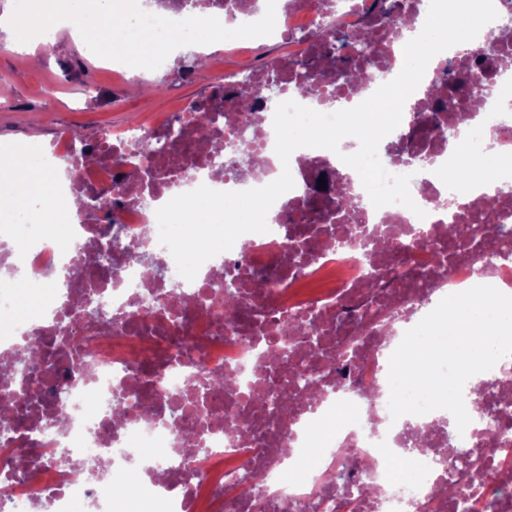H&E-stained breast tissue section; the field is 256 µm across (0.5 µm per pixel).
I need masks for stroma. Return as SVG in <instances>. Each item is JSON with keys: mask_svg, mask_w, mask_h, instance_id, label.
I'll return each mask as SVG.
<instances>
[{"mask_svg": "<svg viewBox=\"0 0 512 512\" xmlns=\"http://www.w3.org/2000/svg\"><path fill=\"white\" fill-rule=\"evenodd\" d=\"M51 54L38 57L36 67L22 69L23 55L0 51V144L18 145L37 140L49 145L61 140L82 141L103 127H121L139 113L156 116L176 112L201 96L212 76L225 68L248 66L231 45L206 59L203 67L183 80L165 69H137L144 85L179 81L180 93L127 94L119 78L105 71L103 60L86 55L68 33L55 38Z\"/></svg>", "mask_w": 512, "mask_h": 512, "instance_id": "35a3bbf8", "label": "stroma"}]
</instances>
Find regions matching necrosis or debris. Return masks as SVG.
Instances as JSON below:
<instances>
[{"label":"necrosis or debris","mask_w":512,"mask_h":512,"mask_svg":"<svg viewBox=\"0 0 512 512\" xmlns=\"http://www.w3.org/2000/svg\"><path fill=\"white\" fill-rule=\"evenodd\" d=\"M494 6L495 31L481 29L468 49L437 61L463 80L488 62L482 107L469 111L464 91L457 100L465 116L439 109L440 83L430 79L401 126L406 152L423 166L393 153L394 136L378 146L388 172L411 175L422 219L398 203L374 207L357 186L353 215L323 211L337 182L350 177L340 156L358 149L355 138L336 153L297 149L286 163L275 152L266 70L280 76V100L315 110L355 107L401 71L391 21L373 0H277L271 38L244 46L265 64L213 77L219 111L164 112L102 129L80 148H55L68 163L60 193L73 203L64 243L38 225L0 224L26 275L63 270L72 284L68 298H48L36 314L21 313L17 290H0V512H113L119 501L104 489L111 476L133 481L126 503L134 512H257L232 486L254 468L268 512H512L511 400L500 406L504 429L495 438L476 421L448 430L445 410L395 420L388 408L389 359L407 330L447 295L477 285L512 293L511 255L479 235H448L452 224L512 230V0ZM264 12L252 0H169L163 10L172 20L247 23ZM328 25L377 37V52L356 64L358 83L335 79L336 60L319 36ZM270 40L283 50L268 57ZM211 142L251 150L262 163L230 172V157L209 152ZM479 150L494 160L486 182L463 171L466 154ZM286 168L295 186L278 198L268 232L242 235L244 253L218 254L194 280L147 274L126 252L142 241L168 264L158 208L202 185L260 188ZM98 194L106 204L96 209ZM96 220L111 223L120 240L108 265L96 257ZM233 275L241 290L229 320L216 289ZM91 298L114 315L111 328L92 329ZM295 320L323 335L321 346L289 330ZM36 340L44 355L31 364L27 347ZM276 346L282 355L269 360L266 350ZM27 363L43 386L22 384L18 369ZM118 389L127 397L120 413ZM371 389L375 397L366 398ZM257 392L287 393L286 411L261 410ZM186 402L187 429L174 415ZM16 448L35 460L34 477L6 465ZM487 460L496 480L470 485ZM451 483L466 507L446 494Z\"/></svg>","instance_id":"necrosis-or-debris-1"}]
</instances>
